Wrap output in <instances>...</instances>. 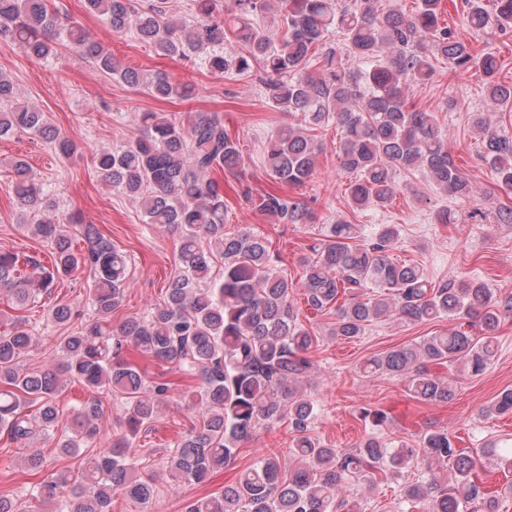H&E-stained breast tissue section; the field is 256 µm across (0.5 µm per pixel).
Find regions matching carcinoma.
Returning <instances> with one entry per match:
<instances>
[{"instance_id": "obj_1", "label": "carcinoma", "mask_w": 512, "mask_h": 512, "mask_svg": "<svg viewBox=\"0 0 512 512\" xmlns=\"http://www.w3.org/2000/svg\"><path fill=\"white\" fill-rule=\"evenodd\" d=\"M280 27L261 32L270 0H235L228 16L216 0H191L194 20L167 16L165 0H86L87 8L114 34H130L155 54L192 60L204 52L215 74L256 76L265 98L298 122L277 127L268 138L264 168L278 183L302 186L313 176L323 151V132L340 133L339 167L355 174L345 188L352 206L388 208L398 189L396 175L416 171L444 195L474 197L476 186L448 151L452 133L433 111L408 107L405 89L429 81L438 63L470 72L483 81L487 104L512 101V83L498 80L495 55L477 53L439 24L442 0H417L412 14L379 9L380 0H277ZM467 24L476 30L512 29V0H466ZM343 36L348 54L361 66L351 70L329 36ZM0 38L33 58L46 59L62 44L102 72L158 99H187L193 88L166 72L145 75L121 65L104 44L79 27L60 28L49 0H0ZM142 134L118 150L94 158L97 176L136 200L147 224L180 230L175 272L163 303L145 316H130L112 327V313L124 301L130 259L94 224L82 235L86 248L74 250L62 233L56 203L36 182L23 160L14 163V194L26 216L20 228L51 249V270L26 255L0 252V294L14 309L36 303L55 286L56 276L82 267L91 273L89 299L96 322L62 339L54 369L30 370L24 357L37 342L36 326L0 311V431L13 441L51 439L61 434V452L73 455L96 434L94 405L61 418L56 398L74 380L92 392L106 391L128 405L127 433L85 459L80 474L62 470L33 486L35 501L57 504V512H108L112 495L139 504L156 496L155 478L143 474L133 443L152 423L170 392L167 381L146 379L126 357L137 353L158 365L179 364L201 385L182 397L197 426L169 449V476L200 482L234 456L239 443L260 427L283 420L293 433L288 474L277 456L259 457L239 480L203 496L187 512H364L355 488L373 490L381 480H397L415 465L423 473L403 487L397 512H498L478 470L496 447L464 451L444 430H428L412 445L383 440L387 421L380 409L363 408L362 420L374 432L352 449L329 448L312 433L317 405L304 388L311 369L309 350L318 336L299 321L291 293L296 287L274 265L264 238L224 230V187L209 174L233 171L242 161L239 142L216 114L194 112L179 121L160 112L139 116ZM482 138L481 158L494 181L512 191V138L490 128L486 113L473 116ZM18 132L38 135L68 157L75 146L59 136L45 112L21 104L11 79L0 73V138ZM245 200L278 224H310L314 215L296 199L276 193ZM358 227L346 220L327 224L323 238L303 257L301 288L310 309L335 313L329 335L345 340L364 336L385 321L418 325L448 319L447 331L367 358L364 377L397 376L415 400L447 403L456 387L431 370L450 366L478 376L498 350V330L512 317V295H500L481 281L436 280L418 262L390 255L399 225L380 224L357 241ZM224 272L213 274L215 258ZM41 268L27 274L28 266ZM478 326L481 337L471 334ZM512 413V389L499 392L484 408L487 417Z\"/></svg>"}]
</instances>
